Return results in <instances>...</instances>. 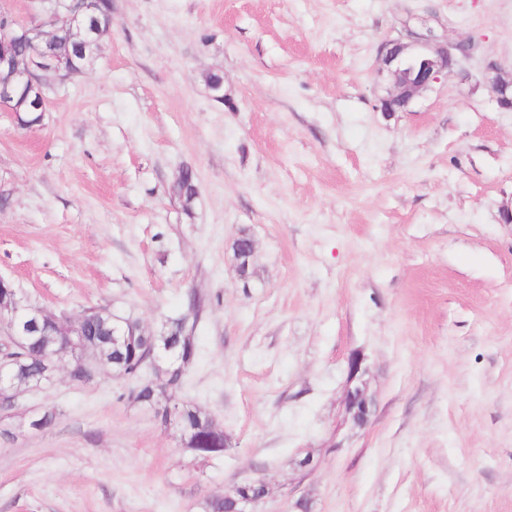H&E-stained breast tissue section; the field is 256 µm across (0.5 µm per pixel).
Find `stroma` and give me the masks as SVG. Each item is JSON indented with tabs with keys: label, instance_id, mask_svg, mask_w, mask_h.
Instances as JSON below:
<instances>
[{
	"label": "stroma",
	"instance_id": "obj_1",
	"mask_svg": "<svg viewBox=\"0 0 512 512\" xmlns=\"http://www.w3.org/2000/svg\"><path fill=\"white\" fill-rule=\"evenodd\" d=\"M112 16L91 69L44 76L39 125L0 109V276L50 315L103 306L152 331L196 292L178 395L231 446L198 463L129 399L136 379L61 373L0 413V512H204L254 479L253 512H512V111L483 79L512 77V0H112ZM428 28L468 58L381 112L380 44Z\"/></svg>",
	"mask_w": 512,
	"mask_h": 512
}]
</instances>
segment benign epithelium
Wrapping results in <instances>:
<instances>
[{"label": "benign epithelium", "instance_id": "1", "mask_svg": "<svg viewBox=\"0 0 512 512\" xmlns=\"http://www.w3.org/2000/svg\"><path fill=\"white\" fill-rule=\"evenodd\" d=\"M39 11L47 13L55 22L68 26L75 42L86 44L95 40L97 26L86 20L80 13L67 10L65 0H33ZM48 36L35 20L19 19L4 6L0 5V38L9 41L23 39L33 48L24 64L17 63L5 55L0 57V69L9 73V78L0 80V107H5L13 98V89L18 85L33 86L42 84L46 74L54 75L65 82L78 74L67 60L59 57H47L38 52V46ZM469 54V46L464 43H452L448 39L428 29L424 33H413L406 42L387 40L379 47V72L387 82L386 94L379 98L380 109L385 113L404 112L422 92L448 78L458 69L461 58ZM487 87L498 106L512 110V79L500 76L497 68L487 66ZM0 289L9 293L11 301L0 304V334L7 340L16 342L51 319L40 306L17 295L13 285L0 277ZM82 368L94 378L102 369L103 363L89 359L84 355L72 356L66 352L56 354L54 370L71 374L73 369Z\"/></svg>", "mask_w": 512, "mask_h": 512}]
</instances>
